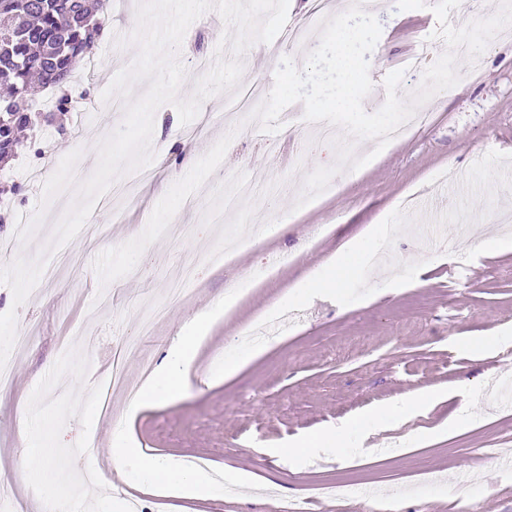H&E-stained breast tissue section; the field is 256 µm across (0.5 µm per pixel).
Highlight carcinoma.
Instances as JSON below:
<instances>
[{
  "label": "carcinoma",
  "instance_id": "obj_1",
  "mask_svg": "<svg viewBox=\"0 0 512 512\" xmlns=\"http://www.w3.org/2000/svg\"><path fill=\"white\" fill-rule=\"evenodd\" d=\"M106 23L90 0H0V86L11 91L0 98V162L17 154L28 114L40 113L49 123L53 113L71 110L68 94L48 111L38 108L31 80L46 89L71 84L75 63L98 48Z\"/></svg>",
  "mask_w": 512,
  "mask_h": 512
}]
</instances>
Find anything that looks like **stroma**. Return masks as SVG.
I'll return each instance as SVG.
<instances>
[{
    "label": "stroma",
    "instance_id": "1",
    "mask_svg": "<svg viewBox=\"0 0 512 512\" xmlns=\"http://www.w3.org/2000/svg\"><path fill=\"white\" fill-rule=\"evenodd\" d=\"M436 0H362L380 23L369 54L372 91L363 101L373 113L387 96L384 80L403 70L400 96L421 76L407 71L409 49L429 45V60L445 44L431 7ZM138 0H110L114 46L100 53L96 69H76L88 96L85 117L68 112L43 126L35 150L24 149L0 169V179L21 185L10 218L0 227V267L17 256L35 257L54 228L41 224L25 245L14 234L19 217H31L43 183L61 159L87 149L97 131L122 122L102 93L117 72L130 66L138 47L128 41L136 27ZM225 24L210 11L187 30L179 58L187 78L179 95L191 96L198 58H214ZM311 44L283 38L252 44L242 57L241 88H272L283 56L304 65ZM456 86L436 94L426 127L374 153L363 140L359 155L372 160L342 171L329 191L303 208L295 203L313 169L334 165L331 141L312 136L304 107L290 105L287 133L252 136L246 115L227 107L228 94L204 100L197 118L181 126L175 108L155 113L154 160L138 177L130 200L98 199L78 235L58 251L60 275L42 274L21 307L0 284V313L17 311L10 357L14 374L0 392V499L18 512H45L54 460L69 468L60 489L70 512H270L269 495L300 502L305 512H371L393 502L399 512H512V389L487 387L512 370V230L496 223L512 211V27L488 43L478 65L459 61ZM267 183L266 193L223 223L207 212L224 206L218 179ZM272 232H264V225ZM249 230L230 261L216 260L224 230ZM498 248L485 246V239ZM354 253L340 255L345 243ZM284 266H273L279 256ZM335 261L332 288L310 285L307 274ZM193 265L197 277L182 301L168 303L169 276ZM167 302L153 335L139 333L142 307ZM209 322L189 366V384L176 402L128 408L124 389L110 396L111 415L97 416L100 383L112 370L122 341L135 339L140 353L125 360L133 385L145 380V365L160 368L196 315ZM293 314L265 341L248 338L258 319ZM492 338L486 351L467 340ZM244 367L225 378L233 360ZM448 390L424 404L405 423L376 426L374 407L415 393ZM455 428L423 445L419 432L446 420ZM52 428L56 446L40 452L38 441H20L22 429ZM332 434V448H308L292 456L288 447L317 431ZM113 447L131 443L135 452L124 475L75 454L87 435ZM182 464L203 460L223 476L205 499L148 489L140 454ZM41 456L26 470L16 460ZM357 484L367 498H333L323 487Z\"/></svg>",
    "mask_w": 512,
    "mask_h": 512
}]
</instances>
